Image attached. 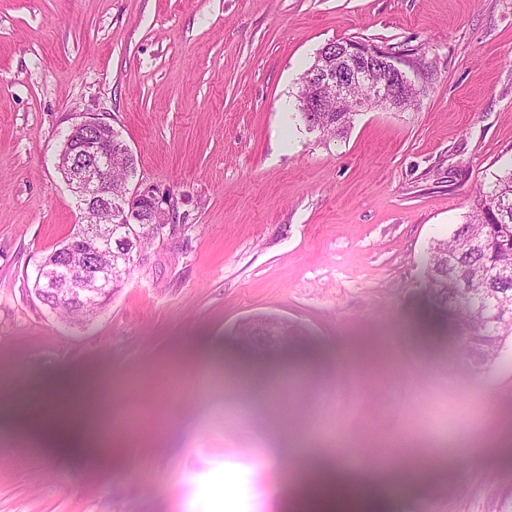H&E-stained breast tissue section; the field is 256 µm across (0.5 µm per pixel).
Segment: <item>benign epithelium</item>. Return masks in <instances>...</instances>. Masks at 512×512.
Returning <instances> with one entry per match:
<instances>
[{
  "label": "benign epithelium",
  "mask_w": 512,
  "mask_h": 512,
  "mask_svg": "<svg viewBox=\"0 0 512 512\" xmlns=\"http://www.w3.org/2000/svg\"><path fill=\"white\" fill-rule=\"evenodd\" d=\"M311 80L323 89L331 86L340 98H354L355 111L373 107L400 110V101L415 88L414 82L401 70L388 52L360 42H343L336 52L321 54L319 66ZM302 111L310 113L308 129L319 126L323 98L299 92ZM112 125L90 118L72 126L66 136L58 167L83 211L106 209L115 224H152L162 229L173 222V201L168 195L158 196L151 186L125 182L112 188ZM107 230L96 226L80 228L67 264L44 261L39 275L48 288L67 292L71 299L94 305L104 297V289L112 287V272L94 267L89 254L80 250L88 239L99 242Z\"/></svg>",
  "instance_id": "benign-epithelium-1"
}]
</instances>
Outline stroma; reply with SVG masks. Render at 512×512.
Instances as JSON below:
<instances>
[{"instance_id": "1", "label": "stroma", "mask_w": 512, "mask_h": 512, "mask_svg": "<svg viewBox=\"0 0 512 512\" xmlns=\"http://www.w3.org/2000/svg\"><path fill=\"white\" fill-rule=\"evenodd\" d=\"M345 39L420 95L324 136L299 81ZM86 116L177 219L81 326L32 286L80 221L58 158ZM511 166L512 0H0V512H214L228 474L236 512H314L292 451L340 440L379 471L422 459L380 512H500L512 340L471 370L422 261ZM262 318L308 337L255 355ZM69 388L88 452L25 427Z\"/></svg>"}]
</instances>
